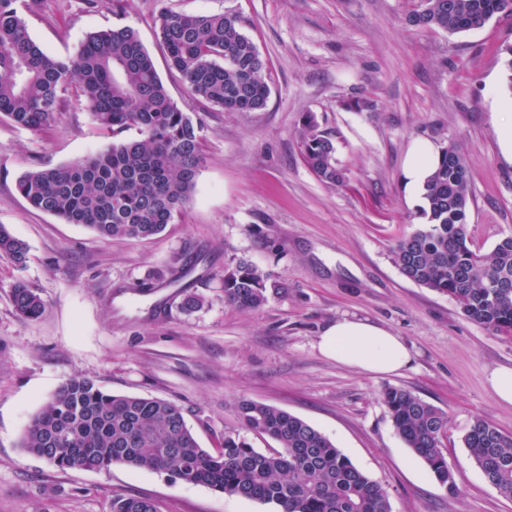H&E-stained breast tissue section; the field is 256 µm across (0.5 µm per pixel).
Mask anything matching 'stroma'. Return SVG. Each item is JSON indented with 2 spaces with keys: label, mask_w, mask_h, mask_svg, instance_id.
Wrapping results in <instances>:
<instances>
[{
  "label": "stroma",
  "mask_w": 512,
  "mask_h": 512,
  "mask_svg": "<svg viewBox=\"0 0 512 512\" xmlns=\"http://www.w3.org/2000/svg\"><path fill=\"white\" fill-rule=\"evenodd\" d=\"M30 36L51 56L76 57L88 34L134 27L172 98L201 121L202 166L190 204L153 239L103 240L31 208L23 173L67 164L113 141L79 87L60 115L31 131L0 116V225L27 258L0 256V512H111L123 493L160 512H276L156 471L59 470L23 451L25 427L55 389L90 377L105 390L181 406L202 447L239 431L236 405L254 400L324 434L387 491L391 512H512L471 461L462 436L483 417L512 433V405L488 374L512 367V338L466 319L448 296L405 279L395 245L422 224L402 182L411 143L456 142L468 169L470 242L490 253L512 235V162L494 112L512 98L503 50L512 16L451 34L408 21L412 0H17ZM231 14L265 64L258 112L210 108L168 67L154 27L160 7ZM372 99L357 111L355 100ZM313 114L347 170L340 185L306 165L300 131ZM286 280L260 309L224 302L238 260ZM26 281L45 311L26 319L10 289ZM202 310L184 312V291ZM357 315L409 347L402 374L372 376L324 357L319 336ZM401 387L444 409L442 452L454 485L438 483L396 434L381 400Z\"/></svg>",
  "instance_id": "obj_1"
}]
</instances>
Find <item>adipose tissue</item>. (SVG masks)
<instances>
[{
  "label": "adipose tissue",
  "instance_id": "ef3b65f1",
  "mask_svg": "<svg viewBox=\"0 0 512 512\" xmlns=\"http://www.w3.org/2000/svg\"><path fill=\"white\" fill-rule=\"evenodd\" d=\"M440 155V147L431 140L413 142L402 169L403 182L411 196H421ZM318 346L325 357L375 375L398 374L411 363V353L400 337L355 316L330 323Z\"/></svg>",
  "mask_w": 512,
  "mask_h": 512
}]
</instances>
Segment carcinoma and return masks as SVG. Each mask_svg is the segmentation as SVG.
<instances>
[{
  "label": "carcinoma",
  "instance_id": "carcinoma-1",
  "mask_svg": "<svg viewBox=\"0 0 512 512\" xmlns=\"http://www.w3.org/2000/svg\"><path fill=\"white\" fill-rule=\"evenodd\" d=\"M512 7V0H419L414 25L448 33L478 30ZM157 36L170 69L208 107L257 112L269 97L264 62L232 15H193L161 8ZM76 83L93 119L116 134L140 138L112 143L76 162L23 173L18 193L35 209L103 238L149 240L190 202L202 164L201 125L169 95L138 32L130 26L90 34L74 59L49 56L18 14L16 0H0V115L27 129L55 124L59 91ZM303 157L324 183L341 184L346 169L336 146L306 116ZM426 222L399 241L393 262L411 282L455 301L462 315L498 335H512V235L483 256L471 248L466 166L458 146L441 158L423 194ZM26 244L0 225V255L21 263ZM286 288L252 262L224 269V302L247 310L265 305L268 292ZM15 310L37 318L40 295L24 283L12 289ZM382 401L406 447L443 485L454 490L440 448L448 415L410 391L387 387ZM241 428L272 440L263 452L224 433L219 448H203L178 405L158 398L115 395L89 377L63 381L26 427L21 448L61 470L125 465L164 472L227 496L274 504L279 512H391L388 494L305 420L257 401L237 405ZM464 447L486 480L512 498V434L477 418ZM112 512H159L149 498L112 496Z\"/></svg>",
  "mask_w": 512,
  "mask_h": 512
}]
</instances>
